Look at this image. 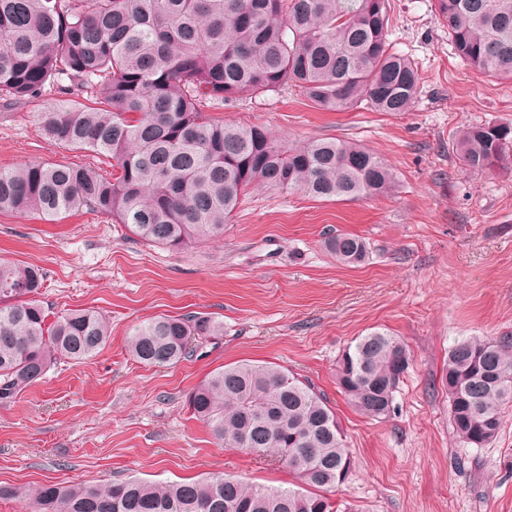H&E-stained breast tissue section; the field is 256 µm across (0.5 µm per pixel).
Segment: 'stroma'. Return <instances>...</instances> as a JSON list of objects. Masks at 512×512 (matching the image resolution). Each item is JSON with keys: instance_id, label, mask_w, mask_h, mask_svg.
<instances>
[{"instance_id": "35a3bbf8", "label": "stroma", "mask_w": 512, "mask_h": 512, "mask_svg": "<svg viewBox=\"0 0 512 512\" xmlns=\"http://www.w3.org/2000/svg\"><path fill=\"white\" fill-rule=\"evenodd\" d=\"M389 6L391 47L419 72L408 111H325L286 85L219 115L290 141H356L396 170L393 193L321 201L256 191L222 241L184 253L147 246L92 212L55 222L0 213V257L46 270L45 307L93 309L111 325L95 358L58 364L0 400V486L223 473L290 487L286 469L218 446L187 406L207 373L248 360L308 379L334 405L352 460L346 481L328 492L339 512H512V406L499 435L478 448L454 435L442 384L457 341L512 345V164L473 172L454 146L462 125L512 121V81L461 62L434 0ZM60 98L49 86L0 114V169L46 162L109 170L105 157L43 135L37 114ZM332 232L364 238L366 261L338 263L322 246ZM160 315L209 316L223 321L224 334L176 365L140 364L127 334ZM374 330L399 336L411 354L383 419L353 409L335 380L342 351Z\"/></svg>"}]
</instances>
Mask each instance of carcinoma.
<instances>
[{"instance_id":"carcinoma-1","label":"carcinoma","mask_w":512,"mask_h":512,"mask_svg":"<svg viewBox=\"0 0 512 512\" xmlns=\"http://www.w3.org/2000/svg\"><path fill=\"white\" fill-rule=\"evenodd\" d=\"M435 16L472 69L512 80V0H435ZM385 0H0V96L26 103L67 80L91 104L60 100L37 114L64 147L112 159L92 166L30 162L0 169V212L56 220L83 209L110 216L144 244L183 252L224 237V224L258 189L321 200L384 196L399 186L386 160L359 143L288 144L262 125L228 124L209 109L260 97L291 82L315 107L405 112L418 73L390 52ZM456 152L489 172L512 158V125L463 126ZM344 265L368 257L366 241L324 240ZM46 271L0 260V399L61 360L96 357L111 336L92 309L55 316L39 300ZM224 334L205 317L158 316L134 325L131 355L176 365ZM397 336L371 331L342 352L336 384L361 414L383 419L409 366ZM453 433L483 446L512 403V348L462 340L445 369ZM194 417L224 448L269 457L301 484L258 487L232 476L157 484H42L19 497L26 512H335L324 490L343 483L352 460L325 395L288 370L243 362L209 373L188 396Z\"/></svg>"}]
</instances>
